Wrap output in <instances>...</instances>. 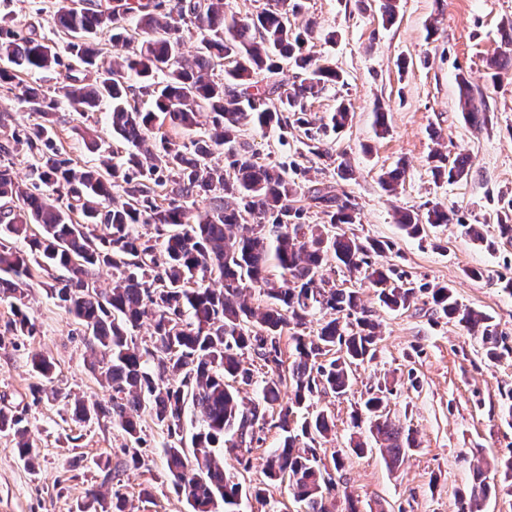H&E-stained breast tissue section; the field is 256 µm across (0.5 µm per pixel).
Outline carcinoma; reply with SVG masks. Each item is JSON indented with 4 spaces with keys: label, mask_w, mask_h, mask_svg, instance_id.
Wrapping results in <instances>:
<instances>
[{
    "label": "carcinoma",
    "mask_w": 512,
    "mask_h": 512,
    "mask_svg": "<svg viewBox=\"0 0 512 512\" xmlns=\"http://www.w3.org/2000/svg\"><path fill=\"white\" fill-rule=\"evenodd\" d=\"M135 22L140 40L128 34ZM55 23L63 48L39 41L0 20V83L18 89L19 99L40 121L11 134L0 144V298L22 301L33 269L52 280L58 306L81 327L90 352L89 367L112 390L106 404L76 399L72 419H107L126 434L123 448L133 466L141 464L140 411L150 408L170 439L163 448L166 473L191 512H239L242 498L266 501L259 485L245 488L224 469V451L244 471L252 467L253 447L266 427L281 432L280 445L264 463L270 481L288 482L297 512H332L336 480L321 465L316 444L334 428L326 410L301 415L311 400L329 393L342 397L353 367L376 357L377 324L355 289L329 285L324 259L334 254L349 275H361L379 289L392 310L407 309L419 294L431 297L435 313L481 340L490 359L512 352L491 320L462 304L448 286H419L378 261L389 245L341 230L357 222V204L329 187H308V199L326 217L324 224L300 222L302 211L289 204L300 185L286 164H261L241 141L242 127L301 130L311 153L332 158L325 147L328 130L345 127L348 107L341 103L330 122L317 123L311 99L343 81L327 59L306 52L310 28L292 26L287 0L241 18L224 9V0H112L81 7L59 0ZM187 25L200 33L192 61L182 53ZM108 33L121 48L112 64L98 70L95 84L67 75L57 87L59 99L42 85L24 84L19 74L54 72L67 66H97L98 35ZM487 61L492 83L512 71V34ZM297 73L287 77L282 61ZM231 64L224 77L214 70ZM264 76L266 83L259 84ZM459 104L473 125L487 120L484 96H475L468 79L457 75ZM146 96L149 106L134 104ZM74 112L93 111L107 102L112 146L89 136L100 157L85 168L61 156L53 142L58 100ZM207 112L210 127L190 142L162 133L167 125L192 131ZM29 158L27 181L13 173V158ZM224 154V162L216 158ZM438 175L448 181L467 176L468 159L437 155ZM233 176H228V171ZM121 193L118 202L114 193ZM206 202L202 210L197 200ZM497 231L512 240V199L497 213ZM252 221L247 233L239 224ZM397 222L419 237L426 224H460L455 209L435 203L424 214L401 211ZM40 227L29 234L30 225ZM112 287L98 286L103 270ZM266 298L253 306L250 289ZM7 326L14 336H31L36 325L20 306ZM327 316L314 333L310 317ZM148 318L153 332L142 344L134 329ZM288 333L292 362L283 370L280 339ZM249 353L263 371L255 399L245 403L234 385H249L253 372L242 367ZM32 370L51 382L54 363L35 353ZM391 388H380L352 415L353 426L370 422V435L397 469L418 447L414 431L395 424L380 406ZM199 417L184 444L188 407ZM0 432L18 439L20 456L32 460L23 414L0 408ZM491 491L486 472L472 468V482L457 497L456 512H482Z\"/></svg>",
    "instance_id": "obj_1"
}]
</instances>
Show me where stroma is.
Masks as SVG:
<instances>
[{"mask_svg":"<svg viewBox=\"0 0 512 512\" xmlns=\"http://www.w3.org/2000/svg\"><path fill=\"white\" fill-rule=\"evenodd\" d=\"M381 0H301L290 17L296 28L313 23L307 50L335 63L344 83L312 100L313 117L327 118L339 103L351 107L349 123L329 143L342 155L351 174L341 178L322 167L319 181L334 186L359 205V223L347 232L390 243L385 262L417 283L452 287L457 298L489 315L512 338V294L504 288L512 277V243L500 239L496 213L512 199V76L492 84L486 61L503 46L512 27V0H398L393 23H386ZM58 0H0V17L38 37L58 38L54 15ZM465 74L474 92L483 93L489 120L466 124L458 106L457 74ZM388 112L387 134H377L376 108ZM107 105L89 117L70 114L54 129L63 157L81 165L95 163L84 129L106 133ZM242 139L259 162L305 168L320 161L308 153L299 133L280 139L278 131L246 126ZM468 155L467 177L451 182L436 177V152ZM405 175L396 192H388L382 175L397 163ZM439 202L457 211L461 224L426 226L423 237L405 234L394 221L398 209L423 210ZM485 227L483 240L471 239L464 224ZM478 277H471V270ZM328 277L338 288L358 289L379 322L374 361L359 367L348 393L315 398L313 407L334 417L335 428L322 442V464L333 454L343 465L335 478L342 496L335 512H345L352 496L360 512H454L455 499L470 478V462L483 459L494 472L496 493L484 512H512V493L501 488V460L512 457V424L505 418L504 388L512 387V355L488 359L479 339L432 312L429 298L392 311L380 304L369 284L329 264ZM37 331L11 337L10 299L0 300V397L25 417L36 457L28 467L12 434L0 433V512H94L92 492L120 493L126 512H190L165 474L163 450L169 439L150 411L141 415L139 467L126 465L124 432L111 422L76 423L70 403L77 396L108 401L109 391L88 365V352L73 317L58 307L41 281H33L24 298ZM43 353L55 363L52 390L39 392L30 356ZM394 393L386 413L412 428L418 446L395 470L379 449L355 454L350 442L367 438L351 414L379 382ZM118 465L104 481L101 463Z\"/></svg>","mask_w":512,"mask_h":512,"instance_id":"stroma-1","label":"stroma"}]
</instances>
